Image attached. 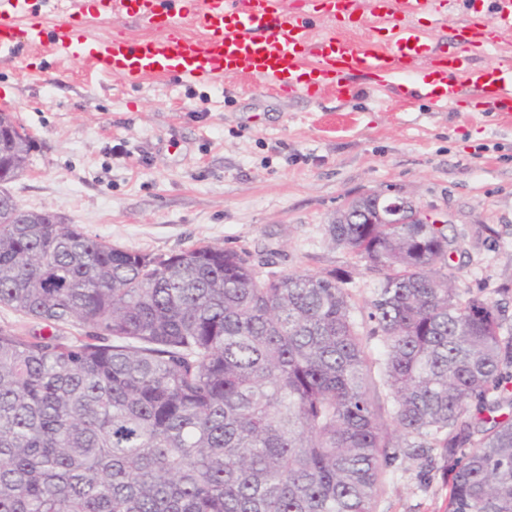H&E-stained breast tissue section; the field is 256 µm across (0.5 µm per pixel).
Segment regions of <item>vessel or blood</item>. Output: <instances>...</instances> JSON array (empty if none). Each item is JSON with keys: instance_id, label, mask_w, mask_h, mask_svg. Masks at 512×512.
<instances>
[{"instance_id": "b4317fda", "label": "vessel or blood", "mask_w": 512, "mask_h": 512, "mask_svg": "<svg viewBox=\"0 0 512 512\" xmlns=\"http://www.w3.org/2000/svg\"><path fill=\"white\" fill-rule=\"evenodd\" d=\"M40 5L51 9L56 0H0V57L19 54L25 46L42 49L78 61L90 82L115 72L130 82L147 75L171 74L214 82L243 68L270 80L279 93L293 95L297 86L281 83L280 75L304 67L306 58L311 57L321 76L333 71L343 79L355 71L382 74L393 87L403 80L407 59L417 55L423 45L420 33L407 25L399 26L392 44L381 51L347 40L310 41L304 0H297L285 16L272 10L271 0H199L197 10L190 14L181 0H100L98 15L103 22H111L113 12L118 11L152 29V37H98L72 27L61 16L52 29L30 27L25 44H18L15 29L28 24ZM189 18L202 28L201 36L184 34ZM485 25L512 29V0H488ZM465 81L477 89L489 81L496 83L498 89L487 101L486 111L512 114L511 61L470 71Z\"/></svg>"}]
</instances>
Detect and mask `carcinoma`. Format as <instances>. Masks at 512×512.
Returning a JSON list of instances; mask_svg holds the SVG:
<instances>
[{"mask_svg": "<svg viewBox=\"0 0 512 512\" xmlns=\"http://www.w3.org/2000/svg\"><path fill=\"white\" fill-rule=\"evenodd\" d=\"M0 125L3 186L32 142ZM328 233L382 274L391 434L344 275H263L210 243L152 256L0 198V308L52 330L0 327V512H374L382 465L437 447L447 512H512L503 311L448 284L435 224Z\"/></svg>", "mask_w": 512, "mask_h": 512, "instance_id": "carcinoma-1", "label": "carcinoma"}]
</instances>
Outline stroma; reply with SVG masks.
Masks as SVG:
<instances>
[{
  "mask_svg": "<svg viewBox=\"0 0 512 512\" xmlns=\"http://www.w3.org/2000/svg\"><path fill=\"white\" fill-rule=\"evenodd\" d=\"M483 0H358L351 19L310 12V37L387 47L393 25L424 32L430 51L407 68L432 72L454 53L465 69L512 60V30L492 54L462 49L459 33ZM349 90L285 97L247 74L214 83L152 76L101 77L88 88L76 62L33 52L0 58V108L32 138L24 172L7 191L122 248L170 256L199 242L247 253L262 272L349 274L354 317L372 362L382 342L366 304L380 273L332 245L331 224L349 201L392 190L445 220L447 272L463 297L504 307L512 320V120L456 105L404 82L391 91L353 73ZM376 512H446L448 451L433 464L399 457L384 466Z\"/></svg>",
  "mask_w": 512,
  "mask_h": 512,
  "instance_id": "1",
  "label": "stroma"
}]
</instances>
